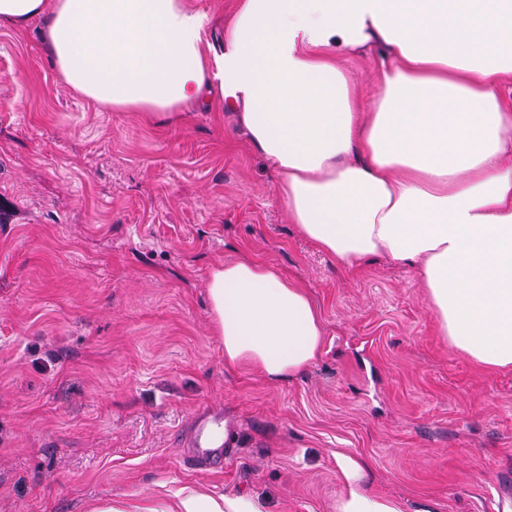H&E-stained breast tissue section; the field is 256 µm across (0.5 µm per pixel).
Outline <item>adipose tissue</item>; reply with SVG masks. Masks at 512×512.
I'll list each match as a JSON object with an SVG mask.
<instances>
[{
	"label": "adipose tissue",
	"instance_id": "ef3b65f1",
	"mask_svg": "<svg viewBox=\"0 0 512 512\" xmlns=\"http://www.w3.org/2000/svg\"><path fill=\"white\" fill-rule=\"evenodd\" d=\"M37 18L63 80L113 111L164 120L219 88L310 243L413 267L448 344L512 367V0H238L216 43L189 0H0V20ZM371 46L365 102L343 62ZM207 295L225 367L287 383L318 359L319 309L278 267L225 260ZM339 469L336 512H402L365 463Z\"/></svg>",
	"mask_w": 512,
	"mask_h": 512
}]
</instances>
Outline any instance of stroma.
Wrapping results in <instances>:
<instances>
[{
    "label": "stroma",
    "instance_id": "35a3bbf8",
    "mask_svg": "<svg viewBox=\"0 0 512 512\" xmlns=\"http://www.w3.org/2000/svg\"><path fill=\"white\" fill-rule=\"evenodd\" d=\"M40 20L0 21V512H182L188 494L336 512L338 454L403 512H512V368L440 336L413 268L347 270L291 224L221 96L165 123L73 91ZM247 253L317 304V361L224 366L211 268ZM235 435L204 471L202 408Z\"/></svg>",
    "mask_w": 512,
    "mask_h": 512
}]
</instances>
